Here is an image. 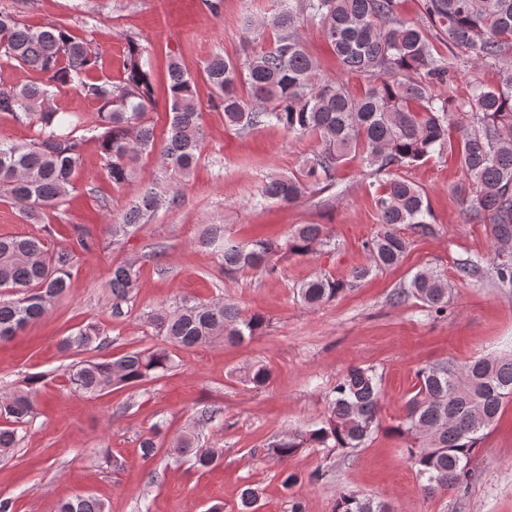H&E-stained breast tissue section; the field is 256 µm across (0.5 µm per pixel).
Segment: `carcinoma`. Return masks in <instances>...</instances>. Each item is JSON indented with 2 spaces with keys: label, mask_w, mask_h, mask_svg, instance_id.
<instances>
[{
  "label": "carcinoma",
  "mask_w": 512,
  "mask_h": 512,
  "mask_svg": "<svg viewBox=\"0 0 512 512\" xmlns=\"http://www.w3.org/2000/svg\"><path fill=\"white\" fill-rule=\"evenodd\" d=\"M400 0H281L280 9L258 28L245 22L243 54L214 53L203 66L213 94L209 108L224 112L225 124L239 132L265 125L282 127L297 138H312L318 148L288 175L271 178L260 201L291 204L307 191H329L338 168L354 157L375 175H384L375 197L380 231L364 248L368 264L348 280L315 274L297 285V297L315 309L369 275L400 265L409 242L400 226L422 236L432 233L425 191L403 172L445 152L456 154L465 182L457 187L468 219L492 226L495 283L512 288V68L499 84L475 85L466 99L453 92L432 94L447 85L459 54L476 64H501L512 58V0H421V20L401 18ZM316 22L331 45L341 71L364 80L354 92L341 78L325 77L308 52L302 28ZM0 58L44 76L40 82L0 85V113L28 122L35 130L28 143L0 138V197L18 205L24 217L42 223L76 190L84 161V139L74 135L84 118L54 106V89L71 86L91 99L95 141L103 176L115 190L131 186L143 159L154 155L159 175L119 213L106 232L121 246L140 225L177 204L173 190L183 187L202 158L204 128L196 83L178 59L167 62L169 122L162 133L147 119L156 103L152 64L139 43L126 41L120 78L93 81L100 57L92 44L73 36L64 22L29 26L0 9ZM324 224H298L280 239L238 241L224 225L207 224L198 244L219 259L224 277L279 274L290 255L306 256L330 244ZM99 246L83 225L73 226L70 245L52 247L37 236L0 237V341L43 319L66 296L71 269L81 252ZM140 259L112 267L107 282L112 316L139 288ZM414 299L429 314L448 311V283L431 269L415 272L393 294V302ZM146 320L174 347L189 349L220 341L238 344L262 334L260 312L244 313L237 304L216 299L185 301L157 308ZM100 329L88 323L63 337L60 349L78 353L103 348ZM174 368L166 347L129 351L117 358L80 361L67 371L71 386L96 396L114 386H136ZM271 369L260 362L239 371L255 388L269 383ZM40 377L0 396V455L22 440V426L37 414ZM382 373L353 366L331 389L323 420L270 440L264 457L286 462L304 448L352 452L384 429L404 442L425 495L456 490L468 481L470 463L487 430L512 399V354L480 356L465 364L442 361L420 368L402 418L382 426ZM198 471L211 470L224 449L200 441L193 429L172 444ZM141 456L162 448L160 429L139 440ZM259 490H242L239 512H256ZM57 512H105L102 501L77 495L59 503ZM333 512H393L390 504L349 490L336 495Z\"/></svg>",
  "instance_id": "1"
}]
</instances>
